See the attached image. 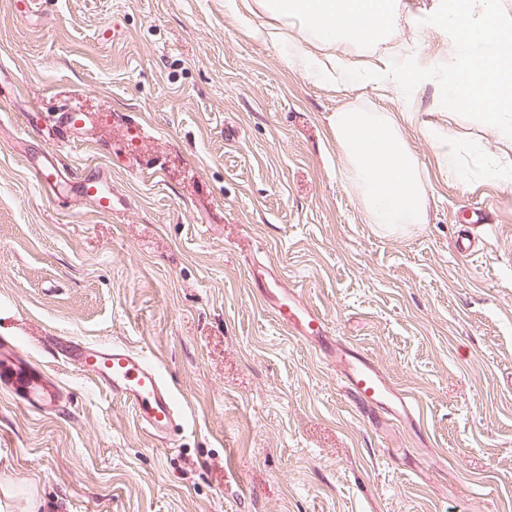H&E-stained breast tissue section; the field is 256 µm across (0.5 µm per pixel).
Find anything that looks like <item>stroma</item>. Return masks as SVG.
I'll return each mask as SVG.
<instances>
[{"label": "stroma", "mask_w": 512, "mask_h": 512, "mask_svg": "<svg viewBox=\"0 0 512 512\" xmlns=\"http://www.w3.org/2000/svg\"><path fill=\"white\" fill-rule=\"evenodd\" d=\"M440 3L397 0L381 42L344 50L366 77L335 86L250 36L257 5L0 0V349L57 385L40 407L0 387V512H512V184L443 171L438 81L407 95L389 74L450 60ZM346 106L399 117L427 223H370L327 124ZM74 107L79 137L53 125ZM46 150L127 208L48 194L27 169ZM264 287L319 308L413 420L356 407ZM62 339L146 354L178 429L147 434Z\"/></svg>", "instance_id": "35a3bbf8"}]
</instances>
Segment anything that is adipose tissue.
<instances>
[{
  "mask_svg": "<svg viewBox=\"0 0 512 512\" xmlns=\"http://www.w3.org/2000/svg\"><path fill=\"white\" fill-rule=\"evenodd\" d=\"M272 22L255 38L285 45L289 60L329 83L358 81L340 51L378 43L395 22V0H259ZM298 24L288 34V24ZM328 127L341 151L343 176L360 197L371 223L385 233L427 221L429 193L419 164L393 113L346 107Z\"/></svg>",
  "mask_w": 512,
  "mask_h": 512,
  "instance_id": "adipose-tissue-1",
  "label": "adipose tissue"
}]
</instances>
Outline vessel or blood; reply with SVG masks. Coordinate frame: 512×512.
<instances>
[{"label": "vessel or blood", "instance_id": "1", "mask_svg": "<svg viewBox=\"0 0 512 512\" xmlns=\"http://www.w3.org/2000/svg\"><path fill=\"white\" fill-rule=\"evenodd\" d=\"M28 170L41 188L88 201L100 213H112L121 202L110 176L102 173L73 180L53 153L29 159ZM273 313L291 336L307 343L319 341L326 327L322 313L292 295L278 299ZM69 358L79 368L91 372L113 397L130 406L148 434L159 437L174 429L178 414L172 391L159 370L142 355L124 345L91 348L74 343ZM337 361L358 407L380 408L394 421L413 414V403L392 388L371 358L345 347L339 350ZM0 386L10 389L28 405L50 394L38 370L5 356L0 358Z\"/></svg>", "mask_w": 512, "mask_h": 512}]
</instances>
